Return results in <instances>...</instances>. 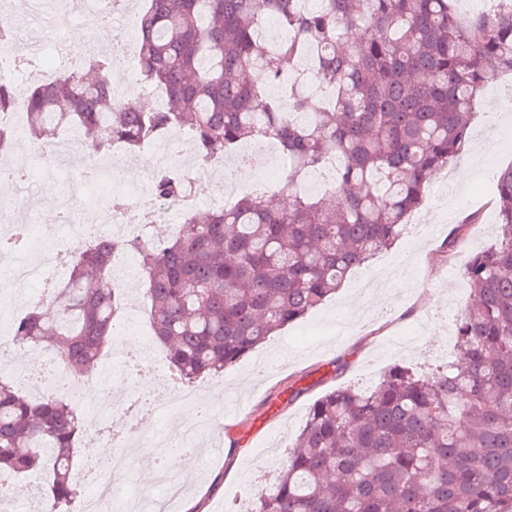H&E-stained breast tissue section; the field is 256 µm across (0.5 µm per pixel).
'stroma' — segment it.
I'll use <instances>...</instances> for the list:
<instances>
[{"mask_svg": "<svg viewBox=\"0 0 512 512\" xmlns=\"http://www.w3.org/2000/svg\"><path fill=\"white\" fill-rule=\"evenodd\" d=\"M500 169L512 165V77L505 75L485 90L477 103V118L462 156L439 177L431 179L423 208L413 216L395 245L354 271L329 301L305 318L292 323L271 340L225 369L217 378L194 381L200 397L221 403L223 409L189 439L184 429L194 423L191 408L166 414L149 413L133 427L128 443L116 444L112 454L130 460L118 482L121 493L134 500L161 494L158 471H168L185 493L173 512H247L252 499L248 483L270 478L303 427L313 402L340 383L369 386L391 365L399 363L427 370L459 353L455 323L471 301L463 277L465 256L451 258L443 248L448 234L470 213L478 214L467 253L483 250L497 239L498 211L491 204L493 192L482 177L483 166ZM38 197L7 214L10 222L33 219L46 240L65 232L61 216L46 218L42 202H57L71 190L63 172L45 170L37 185ZM146 373L157 393L168 392L175 377L164 347H157ZM142 372V373H145ZM140 372H128L121 359L102 367L97 387L122 384L143 397ZM300 388L290 398V387ZM81 451L77 474L101 469L91 430L99 420L91 398L80 396ZM167 440L163 455H151L147 446ZM184 455L189 471H169L170 456ZM9 492L0 497V512H13L24 504L37 512L47 476L37 472L25 477L0 475Z\"/></svg>", "mask_w": 512, "mask_h": 512, "instance_id": "obj_1", "label": "stroma"}]
</instances>
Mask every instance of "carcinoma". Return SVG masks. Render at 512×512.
I'll list each match as a JSON object with an SVG mask.
<instances>
[{"label":"carcinoma","instance_id":"1","mask_svg":"<svg viewBox=\"0 0 512 512\" xmlns=\"http://www.w3.org/2000/svg\"><path fill=\"white\" fill-rule=\"evenodd\" d=\"M454 2L146 0L135 51L143 88L165 95L161 111L113 99L116 50L21 95L14 62L0 65V111H26L22 133L0 127L6 148L75 127L88 158L102 159L178 127L201 164L261 140L288 161L259 192L184 216L170 240H92L69 259L67 281L13 321L14 343L49 344L75 380L95 372L121 320L118 250L137 258L154 336L181 384L221 373L322 305L395 244L432 172L463 153L485 87L512 74V0L466 19ZM354 28L366 34L359 52L347 43ZM301 56L333 97L301 81L285 108L269 78ZM328 165V186L306 192L308 174ZM192 185L164 171L153 193L175 199ZM494 185L498 241L463 269L474 291L456 323L466 364L424 375L394 364L369 390L326 392L252 512H512V165ZM475 223L458 224L447 251ZM80 433L76 399L26 396L0 378V471L48 472V512L77 497Z\"/></svg>","mask_w":512,"mask_h":512}]
</instances>
